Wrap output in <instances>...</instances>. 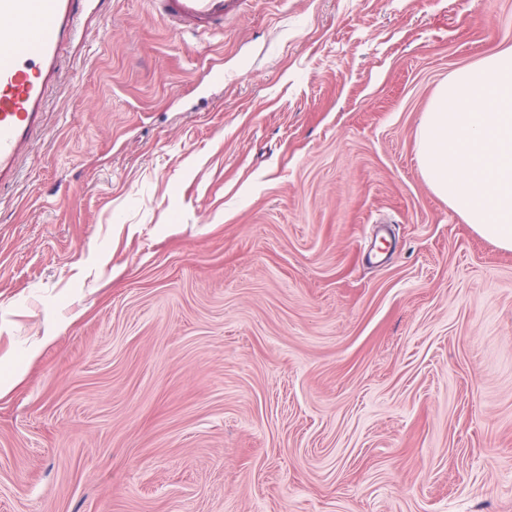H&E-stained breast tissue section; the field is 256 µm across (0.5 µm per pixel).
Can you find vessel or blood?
Segmentation results:
<instances>
[{
	"label": "vessel or blood",
	"instance_id": "b4317fda",
	"mask_svg": "<svg viewBox=\"0 0 512 512\" xmlns=\"http://www.w3.org/2000/svg\"><path fill=\"white\" fill-rule=\"evenodd\" d=\"M235 0H153L173 30L208 33ZM95 0H0V188L13 185L42 128L49 91L61 77V50Z\"/></svg>",
	"mask_w": 512,
	"mask_h": 512
}]
</instances>
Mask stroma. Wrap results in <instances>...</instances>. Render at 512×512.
I'll use <instances>...</instances> for the list:
<instances>
[{
	"label": "stroma",
	"instance_id": "obj_1",
	"mask_svg": "<svg viewBox=\"0 0 512 512\" xmlns=\"http://www.w3.org/2000/svg\"><path fill=\"white\" fill-rule=\"evenodd\" d=\"M80 27L0 192V512H512V251L418 162L512 0Z\"/></svg>",
	"mask_w": 512,
	"mask_h": 512
}]
</instances>
